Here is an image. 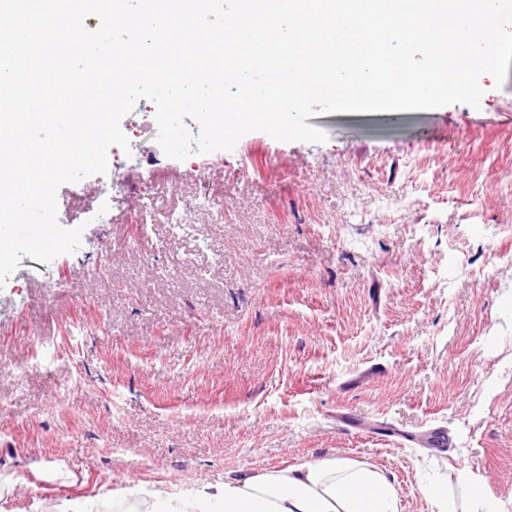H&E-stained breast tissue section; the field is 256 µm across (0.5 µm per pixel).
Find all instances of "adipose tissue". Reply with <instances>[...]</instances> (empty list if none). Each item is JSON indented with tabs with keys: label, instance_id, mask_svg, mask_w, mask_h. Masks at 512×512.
Here are the masks:
<instances>
[{
	"label": "adipose tissue",
	"instance_id": "ef3b65f1",
	"mask_svg": "<svg viewBox=\"0 0 512 512\" xmlns=\"http://www.w3.org/2000/svg\"><path fill=\"white\" fill-rule=\"evenodd\" d=\"M122 512H400L386 472L339 458L244 472L155 498L139 491Z\"/></svg>",
	"mask_w": 512,
	"mask_h": 512
}]
</instances>
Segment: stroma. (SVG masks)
<instances>
[{
	"mask_svg": "<svg viewBox=\"0 0 512 512\" xmlns=\"http://www.w3.org/2000/svg\"><path fill=\"white\" fill-rule=\"evenodd\" d=\"M484 86L476 109L322 114L325 143L251 132L181 161L142 137L139 100L120 121L137 154L57 191L79 249L0 286V512H113L329 457L384 469L400 512H437L421 487L444 479L512 512V69ZM435 429L448 446L400 436Z\"/></svg>",
	"mask_w": 512,
	"mask_h": 512,
	"instance_id": "obj_1",
	"label": "stroma"
}]
</instances>
